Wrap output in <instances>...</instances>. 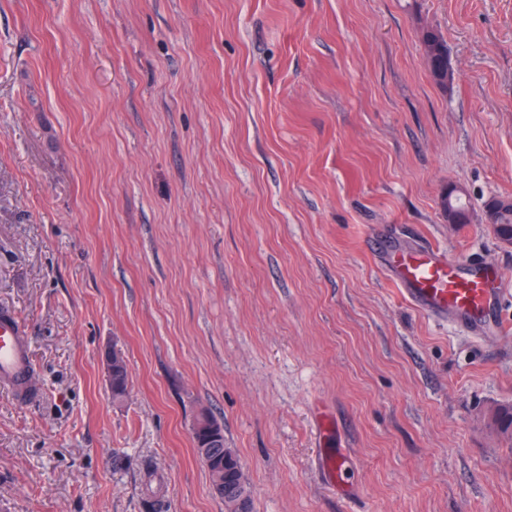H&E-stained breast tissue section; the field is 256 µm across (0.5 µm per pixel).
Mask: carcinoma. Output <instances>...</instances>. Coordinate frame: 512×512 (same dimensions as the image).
I'll list each match as a JSON object with an SVG mask.
<instances>
[{
  "label": "carcinoma",
  "mask_w": 512,
  "mask_h": 512,
  "mask_svg": "<svg viewBox=\"0 0 512 512\" xmlns=\"http://www.w3.org/2000/svg\"><path fill=\"white\" fill-rule=\"evenodd\" d=\"M421 47L430 51L431 76L434 83L443 90L448 89V45L443 35L435 29H425L421 35ZM499 204L496 212L495 232L500 240L512 241V205H504L503 200L490 199L485 207ZM443 212L450 210L462 215L468 214V208L462 198L446 193L441 197ZM112 399L125 397L128 387L126 364L112 366L109 377ZM193 439L198 455L205 463L209 476H224V490L220 498L224 499V512H236V508H250L251 495L237 453L224 441V429L209 413L203 411L194 422Z\"/></svg>",
  "instance_id": "obj_1"
}]
</instances>
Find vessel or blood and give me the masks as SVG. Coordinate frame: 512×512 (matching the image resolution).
<instances>
[{"instance_id": "vessel-or-blood-1", "label": "vessel or blood", "mask_w": 512, "mask_h": 512, "mask_svg": "<svg viewBox=\"0 0 512 512\" xmlns=\"http://www.w3.org/2000/svg\"><path fill=\"white\" fill-rule=\"evenodd\" d=\"M381 248L392 278L416 307L433 316H451L478 336L491 331L506 335L497 268L481 261L459 262L434 248L402 251L386 242ZM0 386L21 405L37 396L26 329L7 308H0Z\"/></svg>"}]
</instances>
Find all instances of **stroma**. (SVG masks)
<instances>
[{"mask_svg":"<svg viewBox=\"0 0 512 512\" xmlns=\"http://www.w3.org/2000/svg\"><path fill=\"white\" fill-rule=\"evenodd\" d=\"M494 196L512 0H0V307L39 389L0 390V512H224L203 411L252 512H512V335L420 311L367 248L495 265L512 320ZM422 52L430 51L431 76L434 83L443 90L448 89V45L443 35L435 29H425L421 35ZM113 354L117 355L119 353L112 352V355L109 357V364L112 366V374L109 377L110 381V389L112 392L113 400H120L125 397L128 387V373L126 369V364L123 357L120 355L121 364L113 365L112 356ZM199 425L201 430H196ZM192 432L196 451L208 469L211 483L216 474L224 476L223 493H215L224 499V511L236 512L240 503L242 509L245 507L250 512V490L236 451L224 441L221 424L203 411L195 418Z\"/></svg>","mask_w":512,"mask_h":512,"instance_id":"35a3bbf8","label":"stroma"}]
</instances>
